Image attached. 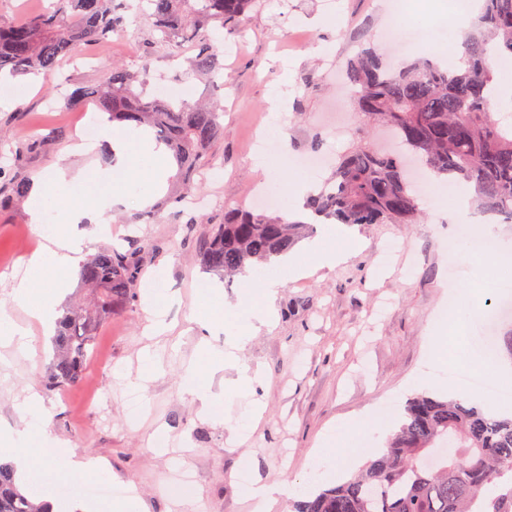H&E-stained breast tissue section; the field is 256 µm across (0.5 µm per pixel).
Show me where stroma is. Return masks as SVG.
Masks as SVG:
<instances>
[{
	"mask_svg": "<svg viewBox=\"0 0 512 512\" xmlns=\"http://www.w3.org/2000/svg\"><path fill=\"white\" fill-rule=\"evenodd\" d=\"M387 3L262 0L236 29L225 32L219 45L224 54V137L216 147L224 176L215 183L206 173L196 175L204 214L248 204L252 187L262 181L284 189L295 160L309 155L317 137L324 141L325 162L316 176L330 174L337 155L361 129L342 70L364 39L379 40L389 18ZM411 19L413 43L379 40L392 59L427 58L447 47L455 26L449 0H419ZM147 53L152 56L149 90L185 86L192 101L206 92L202 79L183 75L168 47L154 44L146 19L127 12L121 34L107 44L83 47L74 62L60 64L54 78L34 79L24 104H12L0 94V119H15L0 137V166H11L18 143L56 126L64 129V137L51 154L32 156L28 176L56 165L110 167L112 160L103 150L87 155L67 151L80 117L94 116V107L69 103L56 109L50 102L56 93L99 84L112 64L139 68ZM273 125L283 128L288 153L271 174L257 165L251 147ZM114 190L126 195L127 203L115 207L109 234L95 235L90 224L79 230L90 235L93 252L124 248L132 240L164 244V252L146 263L139 286L158 289L172 328L147 336L152 316L143 302L134 303L103 325L83 379L51 391L43 382L52 352L50 333L33 327L32 356L0 346V428L45 426L79 456L101 461L107 470L101 485L126 486L138 498L139 512H255L240 493L241 473L269 485L311 486V457L325 444L336 454L322 483L336 484L362 464L357 447L384 439L366 421L367 413H385V426L394 427L414 394H441L442 383L450 379L449 366L482 370L473 342L476 322L456 325L449 333L451 346L435 341L434 318L447 310L450 299L466 296L477 314H494L495 338L512 333V310L503 308V289L490 278L473 283L470 266L449 256L447 219L432 213L423 224L355 225L351 231L362 249L334 269L287 281L279 289L273 323L255 332L241 353L258 381L243 393L231 385L234 369L216 373L211 388L224 394L225 419L203 418L198 403L182 391V369L196 359L201 345L224 349L236 321L249 318L262 299L245 288L243 279L224 280L205 270L194 258L190 231L173 210L155 223H134V216L145 211L138 190L121 183ZM43 242L42 227L32 223L26 208L0 212V303L9 300L7 275ZM215 294L241 310L225 318L223 327L200 326L196 319ZM146 351L156 355L162 372L137 393L133 384ZM32 390L43 399L37 414L23 405ZM257 410L262 413L258 423L253 420ZM228 419L246 431L244 442L234 448L227 444ZM51 459L50 465L33 469L30 482H54L60 500L83 501L92 478L62 476L63 454L52 453ZM182 471L195 479L188 499L170 492Z\"/></svg>",
	"mask_w": 512,
	"mask_h": 512,
	"instance_id": "stroma-1",
	"label": "stroma"
}]
</instances>
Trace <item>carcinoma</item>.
Wrapping results in <instances>:
<instances>
[{
	"label": "carcinoma",
	"instance_id": "cac0c4a2",
	"mask_svg": "<svg viewBox=\"0 0 512 512\" xmlns=\"http://www.w3.org/2000/svg\"><path fill=\"white\" fill-rule=\"evenodd\" d=\"M258 0H147L155 41L175 48L186 73L224 88V54L212 34L224 37ZM128 0H56L54 9L18 22L0 21V78L54 71L81 46L106 42L125 27ZM512 55V0H483L456 65L424 59L387 63L368 45L347 63L356 110L368 125L383 126L401 148L391 154L362 140L352 142L331 176L307 197L311 217L340 224H419L425 213L405 160L437 178L466 184L472 202L489 216L512 219V126L494 115L492 57ZM114 64L104 82L78 87L71 102H93L112 121L147 128L172 151L175 182L152 214L181 201L194 176L217 161L222 113L214 104L174 100L144 90L141 75ZM42 136L17 145L13 168L31 155L53 151ZM30 181L0 175V206L16 208ZM187 224L208 225L196 255L209 271L234 276L270 264L293 250L310 225L245 208L220 217L188 214ZM159 244L131 242L129 249L103 247L80 269L87 293L57 321L45 386L79 382L99 329L137 297L146 254ZM512 417H499L457 398L417 394L405 405L398 429L384 449L345 481L312 492L294 512H512ZM0 512H52L18 484L14 469L0 463Z\"/></svg>",
	"mask_w": 512,
	"mask_h": 512
}]
</instances>
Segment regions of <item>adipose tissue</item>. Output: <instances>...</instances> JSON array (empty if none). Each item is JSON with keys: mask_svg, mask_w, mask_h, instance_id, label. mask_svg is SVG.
Segmentation results:
<instances>
[{"mask_svg": "<svg viewBox=\"0 0 512 512\" xmlns=\"http://www.w3.org/2000/svg\"><path fill=\"white\" fill-rule=\"evenodd\" d=\"M100 140L107 144L118 162L108 172L100 174L96 183H88L86 192L74 190L76 184L88 182L87 174L82 170L75 172L58 167L32 182L27 208L33 223H41L44 213L56 198L69 197L70 207L66 215L67 231L52 235L48 245L28 259V275L14 288L11 306L0 304V341L14 344L24 352L34 353L35 347L28 330L13 321L9 309L14 306L24 310L44 329L54 326L61 314L60 306L71 278L86 257V242L77 233V225L89 222L104 227L110 222L108 213L114 200L109 196V180L155 185L166 176L167 149L151 141L142 130L129 126L117 131L106 125L101 129ZM433 191L438 212L447 214L454 224L467 221L472 197L468 186L448 185L437 180L433 183ZM358 246V241L347 229L332 225L327 228L324 240L288 253L267 275L247 274V281L259 288L263 300L255 323L242 325L227 351L213 355L206 363L199 359L191 362L182 376L183 390L199 402L202 416L210 419L224 416V396L212 392L208 376L229 367L237 372L236 386L252 384L249 368L241 363L237 352L250 339L257 325L273 320L276 293L285 279L300 278L321 268L335 267L345 262L352 249ZM448 249L452 252L466 251L498 268L512 266V245L500 242L488 224L481 225L475 239L463 243L449 241ZM57 445V440L41 427L23 431L0 430V455L13 462L16 476L22 481L28 479L35 465L46 464L49 449Z\"/></svg>", "mask_w": 512, "mask_h": 512, "instance_id": "obj_1", "label": "adipose tissue"}]
</instances>
